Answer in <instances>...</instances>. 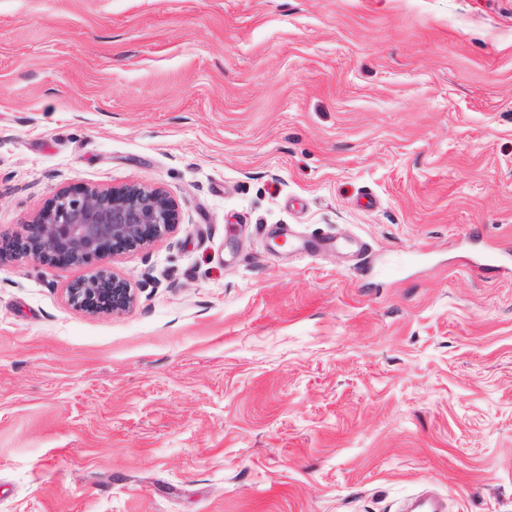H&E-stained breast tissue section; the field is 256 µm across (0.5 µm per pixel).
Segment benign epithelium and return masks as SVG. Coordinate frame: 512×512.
I'll return each instance as SVG.
<instances>
[{"instance_id": "obj_1", "label": "benign epithelium", "mask_w": 512, "mask_h": 512, "mask_svg": "<svg viewBox=\"0 0 512 512\" xmlns=\"http://www.w3.org/2000/svg\"><path fill=\"white\" fill-rule=\"evenodd\" d=\"M176 205L160 187L61 191L12 239L0 240V259L31 257L53 265L64 257L73 265L104 259L120 249L140 248L175 224ZM69 302L91 314L129 309L135 296L129 284L106 269L67 288Z\"/></svg>"}]
</instances>
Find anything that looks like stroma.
<instances>
[{"label":"stroma","mask_w":512,"mask_h":512,"mask_svg":"<svg viewBox=\"0 0 512 512\" xmlns=\"http://www.w3.org/2000/svg\"><path fill=\"white\" fill-rule=\"evenodd\" d=\"M126 184L0 263V512H512V0H0V235ZM176 205L160 187L61 191L12 239L0 240L3 257H32L46 265L104 259L111 251L140 248L175 224ZM69 302L91 314H113L129 309L135 296L129 284L113 272L100 270L95 276L67 288Z\"/></svg>","instance_id":"obj_1"}]
</instances>
